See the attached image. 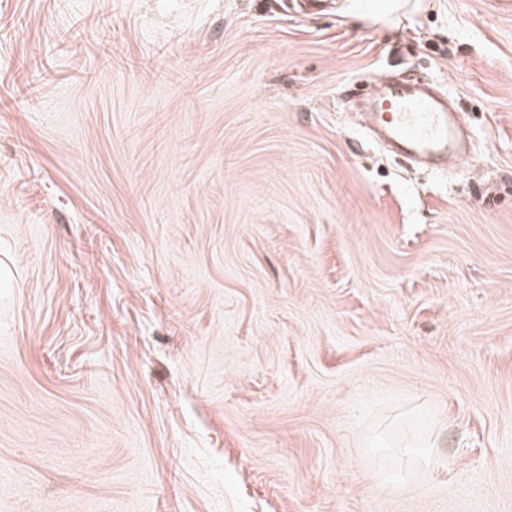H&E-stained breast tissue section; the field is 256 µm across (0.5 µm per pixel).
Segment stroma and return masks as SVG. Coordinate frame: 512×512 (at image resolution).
Wrapping results in <instances>:
<instances>
[{
	"instance_id": "obj_1",
	"label": "stroma",
	"mask_w": 512,
	"mask_h": 512,
	"mask_svg": "<svg viewBox=\"0 0 512 512\" xmlns=\"http://www.w3.org/2000/svg\"><path fill=\"white\" fill-rule=\"evenodd\" d=\"M390 6L0 0V512H512V0ZM380 84L386 90V99L378 112L371 114L379 134L398 147L401 155L432 158L442 164L448 155L454 157L456 164L468 157L459 145L460 119L455 120L440 98L419 87L410 77L394 84Z\"/></svg>"
}]
</instances>
